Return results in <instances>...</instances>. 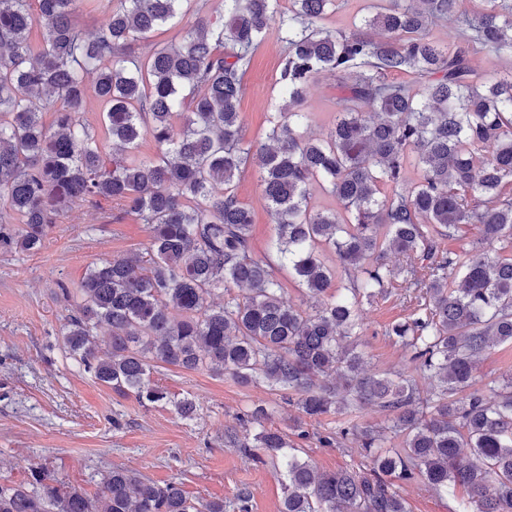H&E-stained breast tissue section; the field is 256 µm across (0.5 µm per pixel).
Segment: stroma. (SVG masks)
Returning <instances> with one entry per match:
<instances>
[{
	"label": "stroma",
	"mask_w": 512,
	"mask_h": 512,
	"mask_svg": "<svg viewBox=\"0 0 512 512\" xmlns=\"http://www.w3.org/2000/svg\"><path fill=\"white\" fill-rule=\"evenodd\" d=\"M283 53L277 31H269L244 77L243 134L257 146L267 140ZM336 94L329 73L309 85L303 109L311 116L310 136H323L333 124ZM236 193L252 211L255 247L266 249L274 218L255 165H247ZM151 236L148 225L116 207L82 205L55 224L38 254L0 252V482H24L38 468L61 490L93 497L105 474L121 466L160 484L177 482L191 500L223 501L225 512H238L237 496L244 491L248 512H281V475L238 444L254 432L245 418L259 405L269 412L267 427L286 435L299 457L319 470L363 467L360 449L341 434L343 416H302L287 395L266 385L243 386L225 374L159 363L150 382L171 400L144 406L68 358L61 330L76 300L63 297L59 283L77 286L99 259L146 252ZM407 315L394 294L365 306L367 372L411 371L408 352L386 334ZM185 397L197 404L194 419L182 418L174 407ZM399 491L410 512H459L467 496L461 488L439 494L416 481L401 483Z\"/></svg>",
	"instance_id": "obj_1"
}]
</instances>
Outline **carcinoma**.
Segmentation results:
<instances>
[{"instance_id":"cac0c4a2","label":"carcinoma","mask_w":512,"mask_h":512,"mask_svg":"<svg viewBox=\"0 0 512 512\" xmlns=\"http://www.w3.org/2000/svg\"><path fill=\"white\" fill-rule=\"evenodd\" d=\"M36 2L0 0V202L18 223L0 224V251L41 250L76 203H116L152 229L148 257L102 259L78 288H61L81 298L62 332L70 358L145 405L170 402L149 381L163 362L265 382L309 418L348 416L341 433L367 464L327 473L263 425L265 408L251 414L249 452L280 470L281 512H410L397 480L462 487L463 512H512V378L490 397L475 388L480 356L512 344V72L473 63L481 51L512 55V0L473 11L463 0H379L348 33L320 25L337 0H290L286 12L278 0H222L216 19L145 59L137 43L180 24L192 0H119L92 38L73 20L83 0ZM446 18L457 29L442 44L428 29ZM273 26L284 104L256 148L239 103ZM323 71L341 89L336 118L305 138L304 92ZM91 75L107 141L84 119ZM147 137L157 153L139 157ZM250 159L276 222L262 253L235 192ZM316 184L342 211L309 206ZM470 226L476 242L449 248ZM391 253L402 257L394 267ZM285 268L313 312L290 300ZM230 284L247 293L214 302ZM391 288L410 314L387 335L432 380L426 393L409 375L363 368L360 312ZM367 405L392 413L390 424L356 422ZM0 512H224V501L199 506L177 483L121 467L89 497L33 468L25 483L0 484Z\"/></svg>"}]
</instances>
